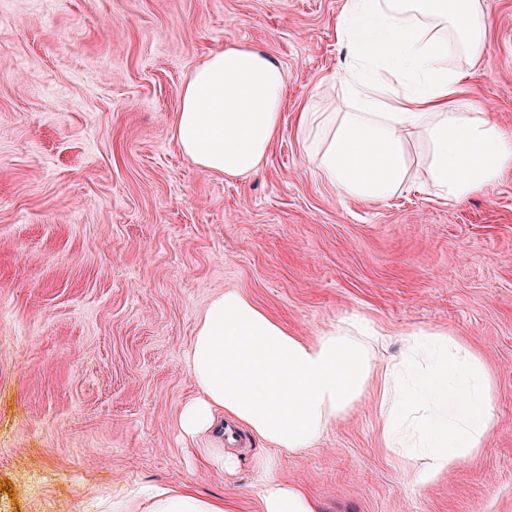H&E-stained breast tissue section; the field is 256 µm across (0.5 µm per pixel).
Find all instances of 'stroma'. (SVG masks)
<instances>
[{"label":"stroma","instance_id":"1","mask_svg":"<svg viewBox=\"0 0 512 512\" xmlns=\"http://www.w3.org/2000/svg\"><path fill=\"white\" fill-rule=\"evenodd\" d=\"M344 0H0V512H99L150 484L260 512L265 444H187L186 355L234 288L312 338L373 319L389 352L419 327L480 352L495 381L489 440L437 483L403 482L371 398L278 460L321 512H512V171L457 202L416 183L340 198L301 147L297 114L341 102ZM489 40L466 96L512 136V0H487ZM258 48L285 68L281 134L254 174L202 171L172 139L180 88L211 52ZM231 447L221 476L195 448Z\"/></svg>","mask_w":512,"mask_h":512}]
</instances>
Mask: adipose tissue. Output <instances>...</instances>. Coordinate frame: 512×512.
Segmentation results:
<instances>
[{
	"instance_id": "adipose-tissue-1",
	"label": "adipose tissue",
	"mask_w": 512,
	"mask_h": 512,
	"mask_svg": "<svg viewBox=\"0 0 512 512\" xmlns=\"http://www.w3.org/2000/svg\"><path fill=\"white\" fill-rule=\"evenodd\" d=\"M485 0H345L336 80L349 104L308 105L298 118L303 152L338 196L381 202L408 188L412 133L429 146L427 177L461 201L512 169V139L469 112L461 62L486 47ZM287 74L244 45L211 52L180 91L172 137L203 171L241 177L266 160L278 136ZM386 339L365 317L312 339L294 335L235 289L198 321L187 355L198 396L179 425L188 440L232 421L278 454L306 451L365 396L382 447L404 480L426 487L476 456L494 421V380L482 358L440 329L409 334L382 359ZM261 512H320L300 486L261 465ZM114 512H227L223 500L157 486Z\"/></svg>"
}]
</instances>
